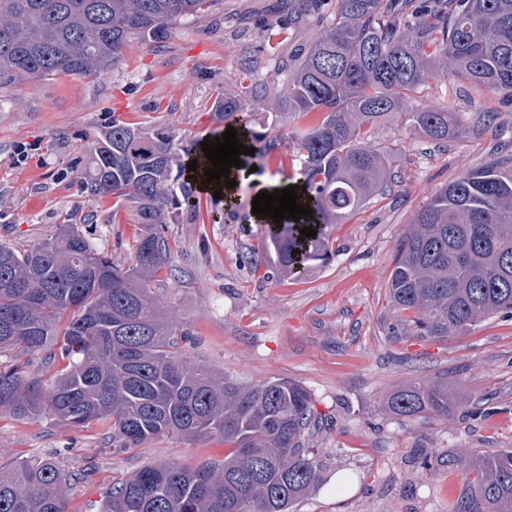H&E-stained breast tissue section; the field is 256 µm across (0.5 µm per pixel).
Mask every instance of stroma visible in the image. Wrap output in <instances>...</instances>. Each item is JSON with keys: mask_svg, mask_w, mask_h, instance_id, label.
<instances>
[{"mask_svg": "<svg viewBox=\"0 0 512 512\" xmlns=\"http://www.w3.org/2000/svg\"><path fill=\"white\" fill-rule=\"evenodd\" d=\"M317 33L290 16L286 0H217L211 14L174 25L162 42L133 39L120 63L97 76L57 75L0 86V242L27 246L61 225H90L96 243L130 262L141 226L131 208L94 201L80 190L86 153L113 120L175 131L193 148L225 121L219 94L235 92L239 68L253 61L269 80L276 58L290 57ZM455 100L466 120L461 138L435 143L392 123L373 142L390 148L397 174L343 224L331 225L326 261L280 277L266 251V228L252 218L262 182L300 176L286 140L300 120L267 110L249 126L282 137L256 160L238 205L205 194L196 210L168 225L171 261L154 292L186 331L185 351L242 384L288 378L311 394L322 424L310 437L318 485L293 512H448L467 475L450 459L512 448V317L495 315L461 336L387 334L386 288L394 247L427 196L484 163L492 148L512 156V104L493 90L441 76L410 92L414 106ZM495 115L484 127L483 113ZM35 144L25 162L15 150ZM446 378L458 401L448 417L394 418L386 398L418 381ZM436 457L420 469L417 457ZM35 454L70 478L67 512H99L112 483L161 461L198 466L224 457L218 438L160 436L130 450L112 445L108 425L78 430L47 417L0 415V465Z\"/></svg>", "mask_w": 512, "mask_h": 512, "instance_id": "35a3bbf8", "label": "stroma"}]
</instances>
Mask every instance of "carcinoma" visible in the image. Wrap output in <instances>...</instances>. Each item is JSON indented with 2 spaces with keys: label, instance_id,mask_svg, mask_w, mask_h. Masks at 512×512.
Masks as SVG:
<instances>
[{
  "label": "carcinoma",
  "instance_id": "carcinoma-1",
  "mask_svg": "<svg viewBox=\"0 0 512 512\" xmlns=\"http://www.w3.org/2000/svg\"><path fill=\"white\" fill-rule=\"evenodd\" d=\"M408 0H297L318 14L317 37L282 62L267 84L249 82L216 109L228 120L267 106L322 118L292 134L314 210L271 228L284 276L330 258L326 228L341 224L390 178L387 155L367 128L391 119L421 137L464 132L453 102L410 107L406 94L449 73L512 103V0H441L407 12ZM215 0H0V85L56 75L92 76L120 61L136 36L168 37L184 16H205ZM245 145L278 146L266 132ZM174 136L114 120L90 146L83 193L132 207L142 231L125 266L84 224L26 249L0 243V412L43 414L73 428L112 422V441L136 448L159 436L220 438L224 460L196 467L159 462L112 484L102 512H290L319 480L305 438L318 414L291 379L235 383L194 361L185 335L160 309L150 283L168 267L162 227L193 210L197 183ZM312 227L316 237L298 240ZM390 336H461L497 314H512V159L465 170L437 190L396 242L386 291ZM39 353L45 372L22 358ZM448 380L392 393L386 412L448 416ZM476 473L448 512H512V449L451 459ZM66 474L31 456L0 465V512H66Z\"/></svg>",
  "mask_w": 512,
  "mask_h": 512
}]
</instances>
